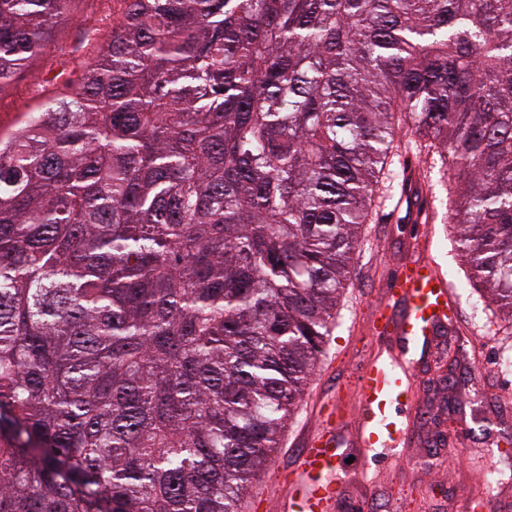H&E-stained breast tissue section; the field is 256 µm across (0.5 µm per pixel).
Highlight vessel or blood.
Segmentation results:
<instances>
[{
	"instance_id": "1",
	"label": "vessel or blood",
	"mask_w": 512,
	"mask_h": 512,
	"mask_svg": "<svg viewBox=\"0 0 512 512\" xmlns=\"http://www.w3.org/2000/svg\"><path fill=\"white\" fill-rule=\"evenodd\" d=\"M459 313L434 261L417 257L397 270L370 318L376 347L354 379L358 413L347 417L337 401L317 404L318 425L304 433L297 462L280 484L282 512H346L347 481L368 482L394 468L414 437L418 358ZM351 447L358 451L352 467Z\"/></svg>"
}]
</instances>
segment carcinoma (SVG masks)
Instances as JSON below:
<instances>
[{
	"label": "carcinoma",
	"instance_id": "cac0c4a2",
	"mask_svg": "<svg viewBox=\"0 0 512 512\" xmlns=\"http://www.w3.org/2000/svg\"><path fill=\"white\" fill-rule=\"evenodd\" d=\"M71 0H0V88ZM0 135V512H243L396 139L512 321V0H123Z\"/></svg>",
	"mask_w": 512,
	"mask_h": 512
}]
</instances>
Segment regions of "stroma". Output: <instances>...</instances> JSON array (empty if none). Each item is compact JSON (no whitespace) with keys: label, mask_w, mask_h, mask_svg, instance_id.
<instances>
[{"label":"stroma","mask_w":512,"mask_h":512,"mask_svg":"<svg viewBox=\"0 0 512 512\" xmlns=\"http://www.w3.org/2000/svg\"><path fill=\"white\" fill-rule=\"evenodd\" d=\"M122 0H74L53 39L69 50L72 76L99 52L112 33V20L123 10ZM57 56L48 49L36 55L12 84L0 88V132L7 133L57 90L46 82L40 92L30 90L34 76L48 77ZM437 155L411 149L395 160L411 178H424L431 194L434 220L428 225L432 255L444 273L463 276L466 257L448 222L447 191L436 169ZM401 189H384L364 225L351 262V278L338 308L336 329L310 378L304 397L274 460L265 474L275 480L297 457L299 431L317 424L312 404L343 396L355 407L351 381L368 358L373 342L366 331L373 308L403 262L414 257L419 232ZM456 300L460 319L438 337L425 353L415 388L419 409L417 435L403 450L405 466L397 473L380 474L378 483L356 486L358 496L383 507L384 512H461L464 495L479 485L481 474L496 466L512 471V458L498 455V435L512 434V374L502 375L495 362L501 350L512 351V325L491 311L487 293L467 286Z\"/></svg>","instance_id":"35a3bbf8"}]
</instances>
